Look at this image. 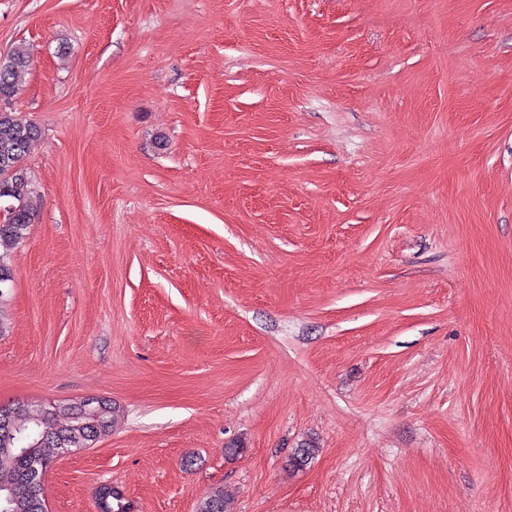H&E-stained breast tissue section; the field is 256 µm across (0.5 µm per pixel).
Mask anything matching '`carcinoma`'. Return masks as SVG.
Listing matches in <instances>:
<instances>
[{"instance_id":"1","label":"carcinoma","mask_w":512,"mask_h":512,"mask_svg":"<svg viewBox=\"0 0 512 512\" xmlns=\"http://www.w3.org/2000/svg\"><path fill=\"white\" fill-rule=\"evenodd\" d=\"M31 59L23 46L0 57V101L16 96ZM38 127L9 108H0V182L12 186L10 208L0 220V284L13 281L11 251L26 237L36 213L29 177L23 159L38 138ZM8 422L0 427V506L6 512H39L43 484L28 479L30 467L47 471L55 459L72 448H83L113 426L116 410L102 405L100 418L82 413L78 406L53 409H7ZM317 446L304 442L290 457V465L302 468L316 453ZM98 512H131L122 492L110 485L97 491ZM197 512H230V496L222 487L208 491L198 502Z\"/></svg>"}]
</instances>
